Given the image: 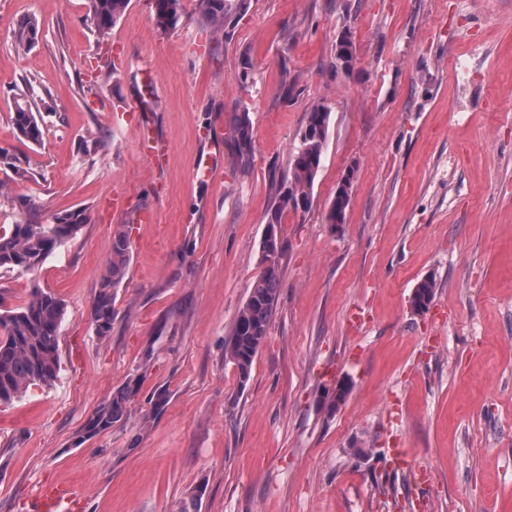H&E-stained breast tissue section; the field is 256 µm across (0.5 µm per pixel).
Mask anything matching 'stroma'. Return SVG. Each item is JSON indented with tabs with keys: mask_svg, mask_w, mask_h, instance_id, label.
Masks as SVG:
<instances>
[{
	"mask_svg": "<svg viewBox=\"0 0 512 512\" xmlns=\"http://www.w3.org/2000/svg\"><path fill=\"white\" fill-rule=\"evenodd\" d=\"M179 13L164 31L152 0H130L102 38L87 0H0V147L30 172L0 166V225L88 216L35 271L0 272L4 307L39 287L66 309L55 384L0 405V512H30L42 484L77 485L82 512H416L421 493L428 512H512V0H249L225 35L196 0ZM452 55L479 76L458 80ZM21 88L38 145L10 122ZM316 104L331 120L311 206L282 216L280 300L242 385L224 337ZM349 171L346 219L327 224ZM122 224L132 256L102 339L92 305ZM425 277L436 296L417 313ZM127 389L123 419L89 433ZM397 446L412 470L392 466ZM39 34V23L35 18L23 21L14 32V46L18 52H27ZM231 139L235 143L236 164L247 170L252 159V124L249 112L241 111L233 114L231 124ZM436 294V283L433 278L421 279L416 286L411 298V306L415 312L421 313L428 310Z\"/></svg>",
	"mask_w": 512,
	"mask_h": 512,
	"instance_id": "35a3bbf8",
	"label": "stroma"
}]
</instances>
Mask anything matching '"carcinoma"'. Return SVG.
Listing matches in <instances>:
<instances>
[{"label": "carcinoma", "mask_w": 512, "mask_h": 512, "mask_svg": "<svg viewBox=\"0 0 512 512\" xmlns=\"http://www.w3.org/2000/svg\"><path fill=\"white\" fill-rule=\"evenodd\" d=\"M228 0H198L199 13L218 32L230 27ZM129 0H90L91 21L97 33L105 37L127 8ZM179 0H153L157 25L164 31L177 26ZM39 34L35 18L23 21L14 32V46L27 52ZM329 110L317 104L307 112L299 145L293 152L288 180L282 184L268 212L269 224H281L288 210L297 211L300 203L311 204V191L321 167L329 131ZM17 137L32 145L43 139V128L33 110L30 97L14 98L10 115ZM231 139L235 143L236 164L247 170L252 159V124L246 111L233 114ZM354 172L344 177L336 189L326 221L337 225L345 221ZM88 222L82 210L56 217L53 224L17 223L0 234V270H35L62 244L73 239ZM285 245L279 233L264 235L260 250L261 271L254 279L248 297L224 341V356L231 362L241 385L248 382L253 362L263 347L275 314L282 286V258ZM131 242L127 231L112 236L109 265L101 278L92 308L97 336L104 338L112 330L114 290L122 283L130 262ZM436 294L434 279L426 277L416 286L412 309L428 310ZM65 316L62 300L41 288H34L30 299L20 306L0 311V404L21 398L32 386L51 387L60 371L59 336ZM127 394L122 392L104 405L91 420L89 432L106 430L121 420Z\"/></svg>", "instance_id": "carcinoma-1"}]
</instances>
